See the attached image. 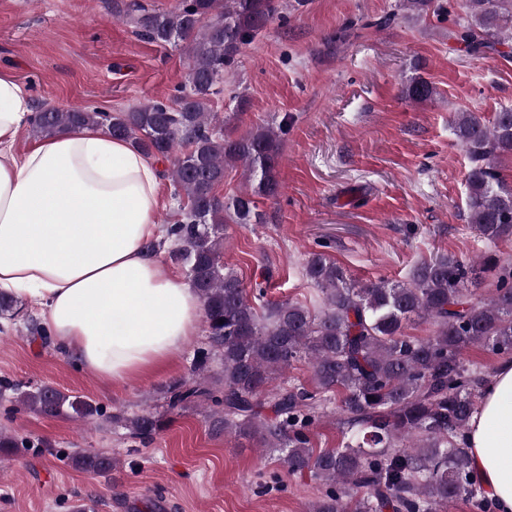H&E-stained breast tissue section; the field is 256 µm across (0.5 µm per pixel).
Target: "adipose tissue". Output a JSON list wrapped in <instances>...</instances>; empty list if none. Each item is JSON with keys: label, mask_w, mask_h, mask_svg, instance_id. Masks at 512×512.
<instances>
[{"label": "adipose tissue", "mask_w": 512, "mask_h": 512, "mask_svg": "<svg viewBox=\"0 0 512 512\" xmlns=\"http://www.w3.org/2000/svg\"><path fill=\"white\" fill-rule=\"evenodd\" d=\"M32 117L14 77L0 74V288L26 296L60 349L103 382L169 363L196 335L197 294L163 275L147 250L157 226L158 171L104 128L13 144ZM481 487L512 512V359L498 363L465 434Z\"/></svg>", "instance_id": "ef3b65f1"}]
</instances>
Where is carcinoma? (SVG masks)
<instances>
[{"instance_id": "obj_1", "label": "carcinoma", "mask_w": 512, "mask_h": 512, "mask_svg": "<svg viewBox=\"0 0 512 512\" xmlns=\"http://www.w3.org/2000/svg\"><path fill=\"white\" fill-rule=\"evenodd\" d=\"M278 0H178L173 10L144 12L136 19L140 38L160 45L184 44L195 81L181 84L172 103L148 101L113 116L97 109L46 108L32 133L52 137L85 126H103L148 157L169 162L173 197L186 202L182 219L148 245L171 255L186 269L203 306L208 347L198 351L191 378L164 391L166 409L207 412L216 435L243 436L288 474L308 475L326 485L310 512H444L465 500L477 512H497L496 501L474 480L465 433L476 411L482 378L460 355L472 345L512 351V267L492 256L477 269L451 253L421 261L409 281L349 280L334 261L312 254L306 278L321 295L315 309L290 299H265L264 283L247 289L221 259L224 223L260 224L255 197L279 191L280 134L257 126L237 135L215 130L211 112L218 84L243 46L279 13ZM466 20L449 37L468 51L512 44V0H464ZM424 102L436 87L418 77L404 89ZM456 135L471 162L467 176L471 228L488 241L512 237V188L496 161L512 155V108L489 120L456 113ZM244 168L248 188L223 199L217 193L226 167ZM495 272V288L475 296L481 273ZM431 321L433 333L404 334L412 319ZM222 357L218 377L207 374L211 355ZM305 361L311 386L282 382L293 363ZM16 395V411L78 419L105 418L140 440L167 425L166 414L131 417L50 384L25 390L8 381L0 393ZM336 404L342 441L313 447L310 427ZM269 408L272 415L263 414ZM5 429L0 456L11 459L42 448ZM77 468L109 474L117 466L99 451L65 455Z\"/></svg>"}]
</instances>
